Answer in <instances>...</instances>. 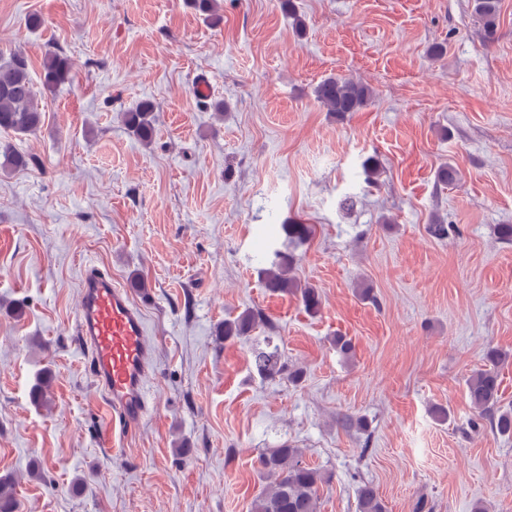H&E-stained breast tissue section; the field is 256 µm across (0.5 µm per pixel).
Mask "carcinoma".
<instances>
[{"label":"carcinoma","instance_id":"obj_1","mask_svg":"<svg viewBox=\"0 0 512 512\" xmlns=\"http://www.w3.org/2000/svg\"><path fill=\"white\" fill-rule=\"evenodd\" d=\"M201 15L218 21L221 18L218 0H190ZM474 17L481 26L486 42L495 40L500 16L501 0H471ZM71 62L59 51H47L43 59L41 84L44 91L52 92L70 80ZM37 85L32 77L29 61L20 52L6 57L0 55V131L16 135H34L44 125V112L37 101ZM317 102L328 112L343 119L351 112L366 107L374 97L373 90L360 82L345 77H328L316 87ZM124 121L133 136L148 146L155 137L154 104L140 102L126 112ZM3 162L0 168L21 171L35 164V158L8 146L0 149ZM281 232L290 240L307 239L312 229L308 224H283ZM293 261L280 252L274 253L271 267L265 271V284L272 292L294 293L306 311L316 313L321 300L316 289L290 276ZM261 320V315L245 310L234 319L224 321L220 335L230 341L245 338ZM254 365L262 375H288V380L298 383L302 372L290 369L282 361L278 349L255 348ZM509 361L507 352L491 348L486 353V363L473 371L466 380L469 400L478 416L489 421L490 427L501 435H512V411L499 412L501 397L499 368ZM260 477L266 487L252 503V512H318L320 487L329 481L321 470L303 461V452L288 443L268 448L256 460ZM359 512H386L378 487L362 481L357 487ZM0 512H17V500L12 483L0 478Z\"/></svg>","mask_w":512,"mask_h":512}]
</instances>
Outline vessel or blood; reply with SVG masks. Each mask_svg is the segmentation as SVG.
<instances>
[{
	"instance_id": "vessel-or-blood-1",
	"label": "vessel or blood",
	"mask_w": 512,
	"mask_h": 512,
	"mask_svg": "<svg viewBox=\"0 0 512 512\" xmlns=\"http://www.w3.org/2000/svg\"><path fill=\"white\" fill-rule=\"evenodd\" d=\"M76 323L89 352L88 371L105 393L113 422L131 428L150 409L151 343L143 311L128 288L113 283L110 272L88 266L80 281Z\"/></svg>"
}]
</instances>
